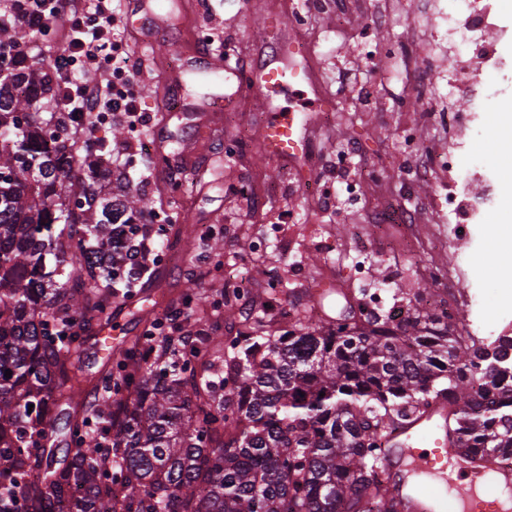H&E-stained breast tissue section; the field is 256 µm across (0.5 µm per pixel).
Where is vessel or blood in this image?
Segmentation results:
<instances>
[{"mask_svg":"<svg viewBox=\"0 0 512 512\" xmlns=\"http://www.w3.org/2000/svg\"><path fill=\"white\" fill-rule=\"evenodd\" d=\"M188 71L215 84L235 82L237 95H253L270 102L274 92L310 82L308 69L264 63L240 72L217 52L191 53ZM264 152L279 156L296 148V117L279 109L261 133ZM452 408L446 398L430 407L405 428L393 432L385 461L390 484L404 512H512V467L486 459L459 457L448 441Z\"/></svg>","mask_w":512,"mask_h":512,"instance_id":"obj_1","label":"vessel or blood"}]
</instances>
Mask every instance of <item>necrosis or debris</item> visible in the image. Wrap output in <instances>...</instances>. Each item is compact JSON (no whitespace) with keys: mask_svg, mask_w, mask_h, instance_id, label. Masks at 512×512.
<instances>
[{"mask_svg":"<svg viewBox=\"0 0 512 512\" xmlns=\"http://www.w3.org/2000/svg\"><path fill=\"white\" fill-rule=\"evenodd\" d=\"M439 17L446 24L449 59H456L469 46L480 47L474 61V73L466 89L467 111L448 115L450 127L459 134L452 144L453 154H471L483 138L489 121L505 124L506 114H488L487 106L512 91V21L500 14L492 0H441ZM453 196L458 210L465 214L464 223L451 226L449 248L464 241H474L473 228L488 223L503 211L512 209V180L495 167H479L474 174L461 177L454 185ZM466 294L470 307L453 313L457 326L470 333L484 331L479 311L492 309L502 328L512 327V281L495 282L476 278Z\"/></svg>","mask_w":512,"mask_h":512,"instance_id":"necrosis-or-debris-1","label":"necrosis or debris"}]
</instances>
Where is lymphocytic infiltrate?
<instances>
[{
  "instance_id": "obj_1",
  "label": "lymphocytic infiltrate",
  "mask_w": 512,
  "mask_h": 512,
  "mask_svg": "<svg viewBox=\"0 0 512 512\" xmlns=\"http://www.w3.org/2000/svg\"><path fill=\"white\" fill-rule=\"evenodd\" d=\"M25 23L32 36L19 44L20 60L44 57L49 34H61L63 52L72 54L81 76L70 79L67 89L69 111L84 115L83 145L98 143L99 119L138 127L141 109L134 90L139 66L126 44V31L112 0H0V24ZM111 70L109 80L98 74Z\"/></svg>"
}]
</instances>
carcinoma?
<instances>
[{
	"label": "carcinoma",
	"mask_w": 512,
	"mask_h": 512,
	"mask_svg": "<svg viewBox=\"0 0 512 512\" xmlns=\"http://www.w3.org/2000/svg\"><path fill=\"white\" fill-rule=\"evenodd\" d=\"M28 35L0 28V46ZM63 96L49 69L0 75V512H390L386 437L440 397L462 456H512V336L460 335L427 288L398 321L293 308L281 334L255 317L227 343L204 316L182 336L149 319L86 369L150 270V207L72 180L62 124L36 112ZM198 288L186 307L208 302Z\"/></svg>",
	"instance_id": "1"
}]
</instances>
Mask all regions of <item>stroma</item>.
Returning <instances> with one entry per match:
<instances>
[{
	"instance_id": "35a3bbf8",
	"label": "stroma",
	"mask_w": 512,
	"mask_h": 512,
	"mask_svg": "<svg viewBox=\"0 0 512 512\" xmlns=\"http://www.w3.org/2000/svg\"><path fill=\"white\" fill-rule=\"evenodd\" d=\"M177 30L158 57L129 42L142 61L135 91L144 110L137 130H123L116 146H152V130L165 126L162 171H150L137 193L154 213L172 218L192 214L197 229L190 242L165 251L153 236V253L165 261L142 280L133 301L114 306L118 339L134 340L146 318L181 306L188 279L210 301L247 282L256 309L279 317L289 308L332 320L348 313L356 289L383 290L387 306L406 307L421 283L448 265L446 198L472 159L493 165L504 149L495 130L476 146L475 158L441 161L448 154V125L429 118L428 106L465 111L466 93L449 96L448 58L430 52L441 29L428 17L423 0H158ZM377 24H370V17ZM224 33L221 48L245 67L264 61L271 49L288 45L290 61L310 67L305 95L314 106L307 118L306 145L295 156L267 158L260 130L271 118L251 97L233 99L222 112L201 111L210 85L186 84L184 107L160 108L154 76L177 68L190 47L214 30ZM352 82L337 83L338 72ZM374 91L365 104L362 86ZM215 136L202 155L192 152L199 126ZM413 134L419 152H408ZM357 147L355 174L340 179L329 166L339 151ZM184 174L173 180V171ZM216 226L224 240L213 257L200 229ZM263 264L266 273L256 276ZM402 295H393V287Z\"/></svg>"
}]
</instances>
